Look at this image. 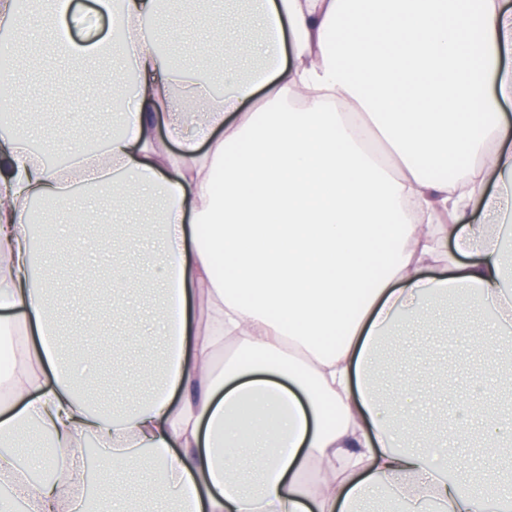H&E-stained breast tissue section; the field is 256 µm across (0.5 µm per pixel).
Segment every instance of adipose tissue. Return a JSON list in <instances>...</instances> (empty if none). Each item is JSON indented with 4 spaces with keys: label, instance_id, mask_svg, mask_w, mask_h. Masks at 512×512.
<instances>
[{
    "label": "adipose tissue",
    "instance_id": "1",
    "mask_svg": "<svg viewBox=\"0 0 512 512\" xmlns=\"http://www.w3.org/2000/svg\"><path fill=\"white\" fill-rule=\"evenodd\" d=\"M170 2L102 0L113 39L55 40L77 61L114 55L100 79L125 97L104 147L79 145L68 169L114 208L133 182L164 201L144 274L163 285L165 373L122 414L76 395L52 301L34 286L48 233L26 202L66 210L63 170L35 156L27 134L0 145V335L39 339L23 372L0 374V442L34 423L59 449L45 484L0 451V512L17 502L84 512L73 483L90 437L112 456L115 498L148 458L176 489L175 512H359L385 486L478 512L472 482L448 478L406 417L383 410L372 371L385 337L428 325L457 298L494 306L499 335L512 334V7L251 0L252 60L241 74L213 71L216 96L196 70L216 47L238 55V29L195 0L208 39L172 64L157 47ZM160 112L178 152L159 146ZM475 208L483 219L468 223ZM452 243L473 261L458 262ZM205 306L217 314L207 336ZM223 344L218 369L211 351ZM461 409L480 419L485 444L512 446L511 419L470 400ZM238 448L252 454L230 465Z\"/></svg>",
    "mask_w": 512,
    "mask_h": 512
}]
</instances>
